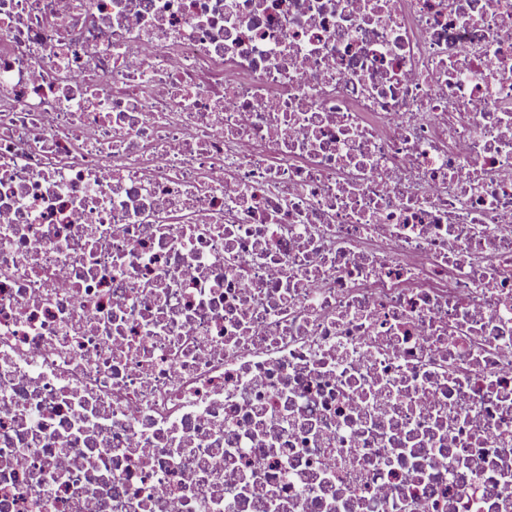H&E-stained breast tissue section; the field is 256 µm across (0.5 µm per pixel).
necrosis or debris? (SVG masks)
Here are the masks:
<instances>
[{"mask_svg": "<svg viewBox=\"0 0 512 512\" xmlns=\"http://www.w3.org/2000/svg\"><path fill=\"white\" fill-rule=\"evenodd\" d=\"M0 512H512V0H0Z\"/></svg>", "mask_w": 512, "mask_h": 512, "instance_id": "1", "label": "necrosis or debris"}]
</instances>
